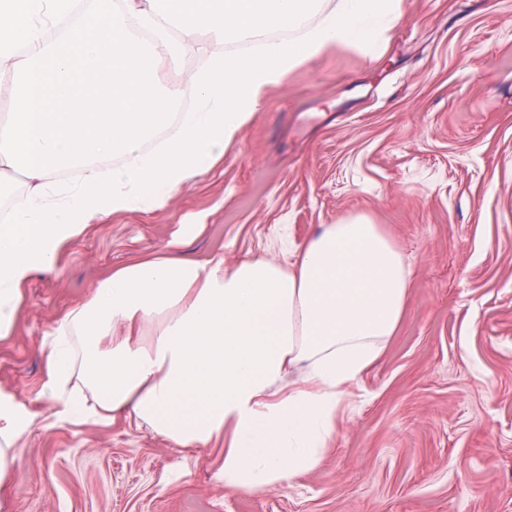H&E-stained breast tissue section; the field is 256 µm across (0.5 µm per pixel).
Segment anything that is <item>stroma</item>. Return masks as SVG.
Listing matches in <instances>:
<instances>
[{"instance_id": "1", "label": "stroma", "mask_w": 512, "mask_h": 512, "mask_svg": "<svg viewBox=\"0 0 512 512\" xmlns=\"http://www.w3.org/2000/svg\"><path fill=\"white\" fill-rule=\"evenodd\" d=\"M236 42L199 29L157 83ZM379 225L407 304L340 406L320 462L244 492L147 429H36L7 512H512V0H403L381 45L333 46L273 88L209 171L162 207L118 212L59 250L0 339V387L46 413L37 342L112 270L203 218L187 257L288 264L346 218ZM183 475L174 478L173 462Z\"/></svg>"}]
</instances>
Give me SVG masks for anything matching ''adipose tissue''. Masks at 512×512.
Returning a JSON list of instances; mask_svg holds the SVG:
<instances>
[{
    "label": "adipose tissue",
    "instance_id": "1",
    "mask_svg": "<svg viewBox=\"0 0 512 512\" xmlns=\"http://www.w3.org/2000/svg\"><path fill=\"white\" fill-rule=\"evenodd\" d=\"M402 0H0V167L26 193L0 225V338L20 317L22 286L55 266L63 244L117 212L163 206L234 142L267 91L337 44L384 41ZM225 40L287 31L257 53L209 59L183 86L157 84L181 35ZM56 31L58 40L48 37ZM195 106L172 126V107ZM75 164L64 191L52 176ZM183 239L97 280L40 343V417L0 388V488L35 428L126 423L179 453L219 447L216 481L246 491L315 468L348 389L377 360L407 303L409 272L378 225L354 217L323 230L295 261L224 264L187 257ZM303 368L301 381L288 372Z\"/></svg>",
    "mask_w": 512,
    "mask_h": 512
}]
</instances>
